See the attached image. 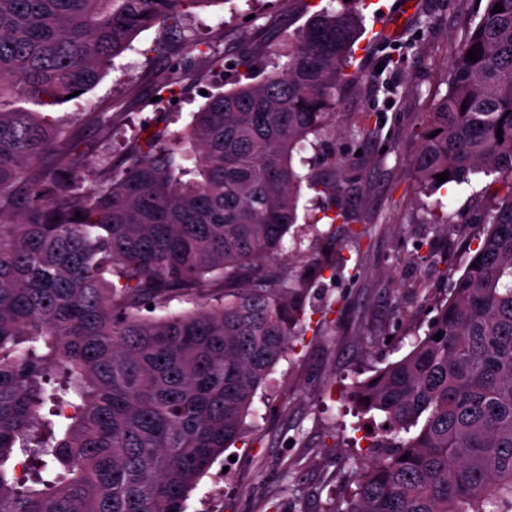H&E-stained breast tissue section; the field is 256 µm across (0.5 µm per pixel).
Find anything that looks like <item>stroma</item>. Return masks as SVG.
Segmentation results:
<instances>
[{
	"mask_svg": "<svg viewBox=\"0 0 512 512\" xmlns=\"http://www.w3.org/2000/svg\"><path fill=\"white\" fill-rule=\"evenodd\" d=\"M400 0H366L363 34L353 47L354 82L343 90L337 150L350 161L342 202L351 227L335 224L344 259L312 289L305 332L260 387L229 454L221 455L191 491L186 512H332L352 471L368 462L372 431L381 417L357 414L349 401L354 381L400 359L424 334L435 306L462 274L475 248L489 196L501 184L477 174L443 188L449 233L432 220L418 189L414 138L424 114L448 91L451 63L481 0H415L399 29ZM340 0H217L192 7L177 31H142L81 97L48 107L59 126L80 113L112 117L111 153L146 127L183 130L209 94L233 88L241 75L235 57L252 53L253 81L287 61L289 33L314 13L341 9ZM189 56L186 90L177 101H144L160 59L159 43ZM208 43L224 64L191 52ZM363 230L350 242L349 228Z\"/></svg>",
	"mask_w": 512,
	"mask_h": 512,
	"instance_id": "35a3bbf8",
	"label": "stroma"
}]
</instances>
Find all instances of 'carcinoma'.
Segmentation results:
<instances>
[{
	"label": "carcinoma",
	"mask_w": 512,
	"mask_h": 512,
	"mask_svg": "<svg viewBox=\"0 0 512 512\" xmlns=\"http://www.w3.org/2000/svg\"><path fill=\"white\" fill-rule=\"evenodd\" d=\"M217 2L0 0V512H185L336 266L317 226L350 224L348 159L324 143L355 12L310 16L283 69L210 95L182 133L142 130L89 188L112 117L61 128L20 106L85 93L140 32ZM157 51L153 95L172 98L186 61ZM415 138L425 195L479 172L505 191L424 336L352 383L388 428L336 512H512V0H485ZM308 146L303 175L293 152ZM304 181L322 199L308 275L282 258ZM175 300L192 308L168 312ZM20 455L18 475L6 464Z\"/></svg>",
	"instance_id": "obj_1"
}]
</instances>
